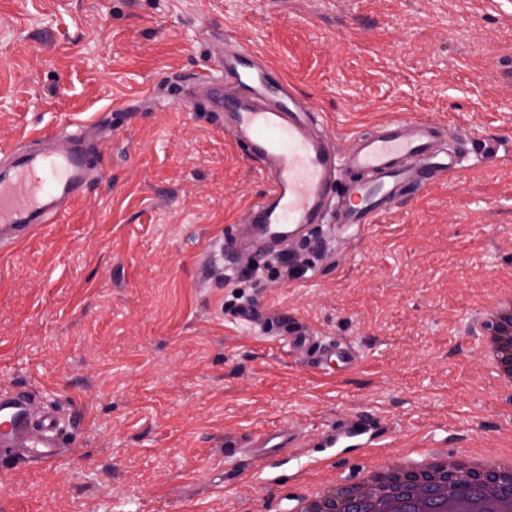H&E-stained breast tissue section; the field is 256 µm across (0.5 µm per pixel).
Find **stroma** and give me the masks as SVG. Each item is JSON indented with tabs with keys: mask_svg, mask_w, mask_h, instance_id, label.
<instances>
[{
	"mask_svg": "<svg viewBox=\"0 0 512 512\" xmlns=\"http://www.w3.org/2000/svg\"><path fill=\"white\" fill-rule=\"evenodd\" d=\"M231 34L294 79L340 148L400 112L500 144L492 166L434 178L302 277L199 278L263 190L208 113L177 104L87 134L102 182L0 254V390L70 420L68 453L0 465V512H291L300 488L433 451H512V390L479 346L512 281V81L489 62L512 27L478 0H0V151L87 120L208 62ZM249 303L256 320L228 305ZM292 316L363 364L320 377L281 337ZM380 419L367 448H324ZM285 426L280 460L246 453ZM363 426L361 423L352 421H336L319 433V438L322 444L327 448H331L343 437L353 439L363 433Z\"/></svg>",
	"mask_w": 512,
	"mask_h": 512,
	"instance_id": "1",
	"label": "stroma"
}]
</instances>
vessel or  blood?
Instances as JSON below:
<instances>
[{"instance_id": "b4317fda", "label": "vessel or blood", "mask_w": 512, "mask_h": 512, "mask_svg": "<svg viewBox=\"0 0 512 512\" xmlns=\"http://www.w3.org/2000/svg\"><path fill=\"white\" fill-rule=\"evenodd\" d=\"M186 105H203L212 119L259 166L265 188L250 206L246 233L209 242L204 262L242 252L281 258L292 246L333 252L336 236L363 234L393 204L419 194L428 178L463 170V133L436 120L400 113L354 132L347 149L321 112L281 74L270 71L253 49L225 38L210 66L189 80ZM92 147L81 133L36 135L32 146L0 152V250L6 251L59 217L102 180L92 167ZM293 353L307 356L320 376L351 372L362 363L351 344L325 340L304 325L289 328ZM363 426L339 421L319 438L333 447L361 435ZM59 409L23 389L0 392V458L52 461L65 454ZM294 441L288 428L257 434L251 446L272 458Z\"/></svg>"}]
</instances>
